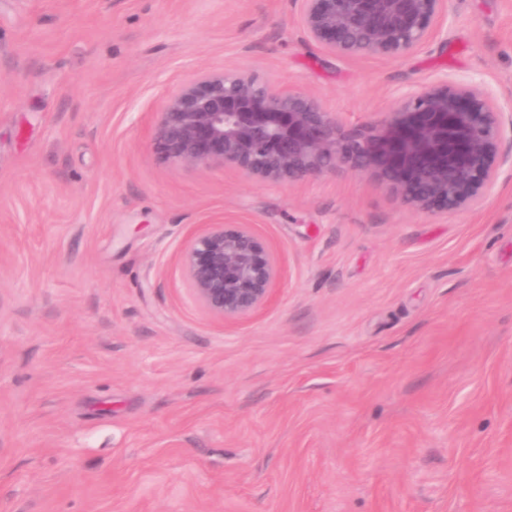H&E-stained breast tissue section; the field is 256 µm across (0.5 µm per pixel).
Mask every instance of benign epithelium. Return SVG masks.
Masks as SVG:
<instances>
[{"instance_id": "obj_1", "label": "benign epithelium", "mask_w": 512, "mask_h": 512, "mask_svg": "<svg viewBox=\"0 0 512 512\" xmlns=\"http://www.w3.org/2000/svg\"><path fill=\"white\" fill-rule=\"evenodd\" d=\"M308 40L341 58L407 55L447 19L448 0H292ZM512 131L476 81L410 92L378 122L353 129L313 96L246 72L204 71L157 113L154 146L182 166H223L245 178L304 182L349 168L374 175L404 207L478 208ZM181 265L195 299L224 321L269 301L276 256L245 225L214 224L189 242Z\"/></svg>"}]
</instances>
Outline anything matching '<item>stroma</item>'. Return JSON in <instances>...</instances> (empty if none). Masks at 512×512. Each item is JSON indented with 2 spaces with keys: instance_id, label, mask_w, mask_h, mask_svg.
Wrapping results in <instances>:
<instances>
[{
  "instance_id": "stroma-1",
  "label": "stroma",
  "mask_w": 512,
  "mask_h": 512,
  "mask_svg": "<svg viewBox=\"0 0 512 512\" xmlns=\"http://www.w3.org/2000/svg\"><path fill=\"white\" fill-rule=\"evenodd\" d=\"M207 70L348 125L473 80L512 113V0H448L394 60L323 52L290 0H0V512H512V134L477 209L186 167L156 114ZM213 224L276 255L211 316ZM181 265L197 302L224 321L265 306L280 275L276 256L246 225H212L192 238Z\"/></svg>"
}]
</instances>
